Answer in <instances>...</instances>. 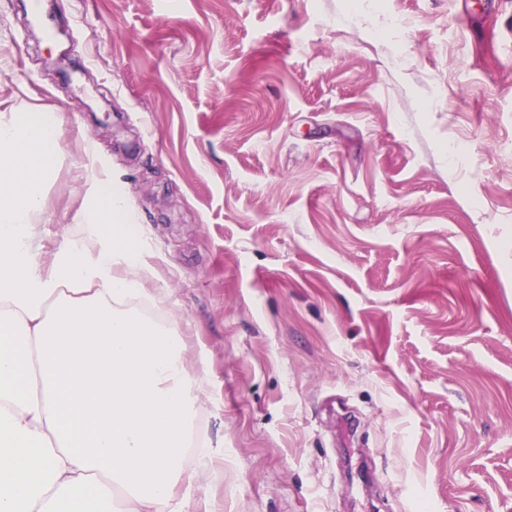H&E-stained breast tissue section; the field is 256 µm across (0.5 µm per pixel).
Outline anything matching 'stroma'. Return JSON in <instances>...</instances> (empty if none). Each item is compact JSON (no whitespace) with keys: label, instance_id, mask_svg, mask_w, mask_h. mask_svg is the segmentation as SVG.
I'll list each match as a JSON object with an SVG mask.
<instances>
[{"label":"stroma","instance_id":"stroma-1","mask_svg":"<svg viewBox=\"0 0 512 512\" xmlns=\"http://www.w3.org/2000/svg\"><path fill=\"white\" fill-rule=\"evenodd\" d=\"M36 2L71 38L0 0V107L62 118L43 253L125 187L208 512H512V0Z\"/></svg>","mask_w":512,"mask_h":512}]
</instances>
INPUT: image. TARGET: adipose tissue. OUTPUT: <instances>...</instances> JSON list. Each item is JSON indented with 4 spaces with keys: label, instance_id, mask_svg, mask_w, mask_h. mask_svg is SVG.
Masks as SVG:
<instances>
[{
    "label": "adipose tissue",
    "instance_id": "obj_1",
    "mask_svg": "<svg viewBox=\"0 0 512 512\" xmlns=\"http://www.w3.org/2000/svg\"><path fill=\"white\" fill-rule=\"evenodd\" d=\"M57 113H0V512H194L222 479L192 423L209 399L125 190L92 177L80 234L43 258ZM195 445L198 468L181 459Z\"/></svg>",
    "mask_w": 512,
    "mask_h": 512
}]
</instances>
